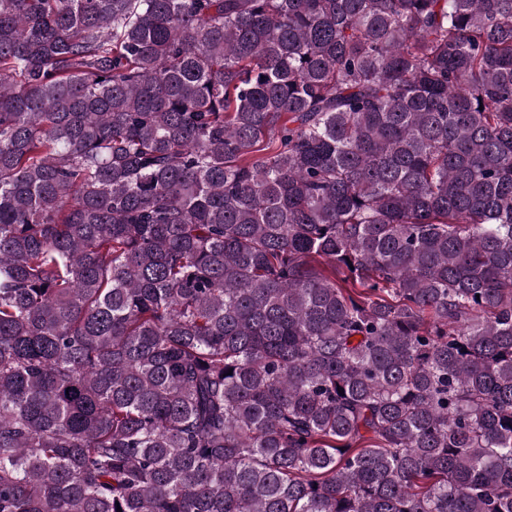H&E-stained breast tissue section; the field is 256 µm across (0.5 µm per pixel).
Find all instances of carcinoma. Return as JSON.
I'll return each instance as SVG.
<instances>
[{
    "mask_svg": "<svg viewBox=\"0 0 512 512\" xmlns=\"http://www.w3.org/2000/svg\"><path fill=\"white\" fill-rule=\"evenodd\" d=\"M512 512V0H0V512Z\"/></svg>",
    "mask_w": 512,
    "mask_h": 512,
    "instance_id": "cac0c4a2",
    "label": "carcinoma"
}]
</instances>
